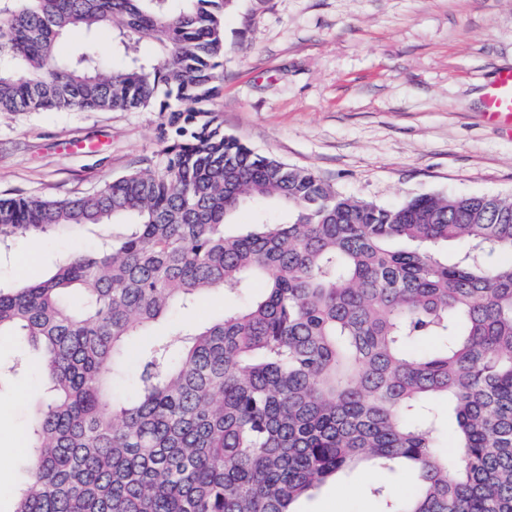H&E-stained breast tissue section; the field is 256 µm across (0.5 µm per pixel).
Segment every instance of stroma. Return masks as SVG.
<instances>
[{
  "label": "stroma",
  "mask_w": 512,
  "mask_h": 512,
  "mask_svg": "<svg viewBox=\"0 0 512 512\" xmlns=\"http://www.w3.org/2000/svg\"><path fill=\"white\" fill-rule=\"evenodd\" d=\"M512 66V0H238L224 17L213 108L225 134L305 168L337 192L394 205L421 194L512 195V127L481 98ZM155 111L0 114V195L59 197L153 166ZM111 227L25 234L0 250V282H36ZM36 251L33 266L19 256ZM39 372L0 389V512L21 460ZM362 467L301 512H379Z\"/></svg>",
  "instance_id": "1"
}]
</instances>
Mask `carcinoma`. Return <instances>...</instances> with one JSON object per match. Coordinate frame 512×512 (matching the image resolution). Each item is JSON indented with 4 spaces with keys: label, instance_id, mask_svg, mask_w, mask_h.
<instances>
[{
    "label": "carcinoma",
    "instance_id": "cac0c4a2",
    "mask_svg": "<svg viewBox=\"0 0 512 512\" xmlns=\"http://www.w3.org/2000/svg\"><path fill=\"white\" fill-rule=\"evenodd\" d=\"M236 2L0 0V112L153 109L163 142L93 193L0 197L3 244L112 225L44 280L0 286V337L46 351L10 512H298L363 465L382 512H512V259L494 260L512 254V197L382 206L225 135L205 105ZM73 30L88 38L60 59ZM270 202L278 217L233 224ZM256 282L210 323L170 325L114 396L133 337Z\"/></svg>",
    "mask_w": 512,
    "mask_h": 512
}]
</instances>
